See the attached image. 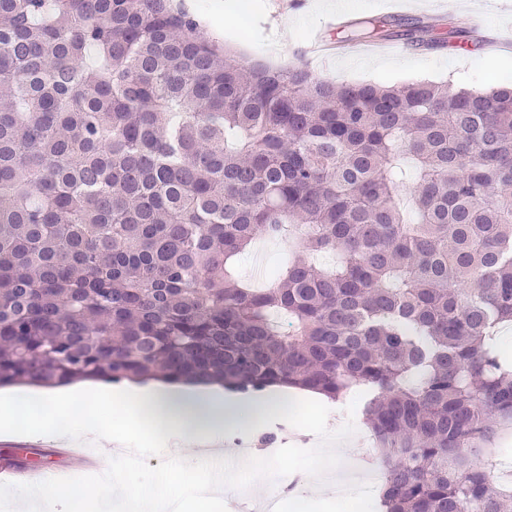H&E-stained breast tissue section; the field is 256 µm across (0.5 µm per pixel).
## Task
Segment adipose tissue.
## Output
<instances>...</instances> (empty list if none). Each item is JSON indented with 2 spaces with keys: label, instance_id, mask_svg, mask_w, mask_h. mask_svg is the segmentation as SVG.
I'll list each match as a JSON object with an SVG mask.
<instances>
[{
  "label": "adipose tissue",
  "instance_id": "obj_1",
  "mask_svg": "<svg viewBox=\"0 0 512 512\" xmlns=\"http://www.w3.org/2000/svg\"><path fill=\"white\" fill-rule=\"evenodd\" d=\"M293 389L274 386L258 395H247L217 385L169 386L163 383L130 384L118 393L100 394L93 402L104 420H82L83 408L67 395H37L25 401L0 397V429L10 430L18 419L30 417L31 432L54 435L59 442L90 445L99 439L125 446L137 435L158 448H219L225 431L243 418L261 420L276 408L287 407ZM121 412L122 426H113L108 415Z\"/></svg>",
  "mask_w": 512,
  "mask_h": 512
}]
</instances>
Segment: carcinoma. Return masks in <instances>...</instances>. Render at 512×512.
I'll return each mask as SVG.
<instances>
[{"instance_id": "obj_1", "label": "carcinoma", "mask_w": 512, "mask_h": 512, "mask_svg": "<svg viewBox=\"0 0 512 512\" xmlns=\"http://www.w3.org/2000/svg\"><path fill=\"white\" fill-rule=\"evenodd\" d=\"M197 30L0 0V386L365 388L385 512H512V84H336ZM281 246L266 240L257 241L253 250L240 262V273L257 286H261L264 277L277 263Z\"/></svg>"}]
</instances>
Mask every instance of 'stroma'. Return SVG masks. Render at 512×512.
<instances>
[{
    "label": "stroma",
    "instance_id": "1",
    "mask_svg": "<svg viewBox=\"0 0 512 512\" xmlns=\"http://www.w3.org/2000/svg\"><path fill=\"white\" fill-rule=\"evenodd\" d=\"M337 14L343 26L323 31L322 16L313 14L308 0H189L190 11L200 21L202 36L232 48L240 62L257 61L285 66L301 61L302 50L318 33H325L336 43V50L316 57L314 67L323 78L339 84L368 82L397 86L426 79L450 81L458 87H490L512 77V49L491 50L486 35H512V0H498L487 8L484 0H404L395 6L390 0H341ZM381 21L390 33V42L403 46L400 54H369L358 51L349 42V23ZM424 29L432 38L449 28L465 33L462 46L428 48L407 39L412 27ZM289 425L283 421L257 428L246 422L224 435L225 447H232L234 437L249 439L257 456H266L267 445L292 444ZM14 458L23 469L40 470L44 478L77 477L99 474V467H79L58 451V443L49 437L31 438L19 431L10 437L0 435V458ZM360 503L363 512H376L375 494L344 485H335L325 493L309 486L305 499L282 497L279 512H348L349 500Z\"/></svg>",
    "mask_w": 512,
    "mask_h": 512
}]
</instances>
